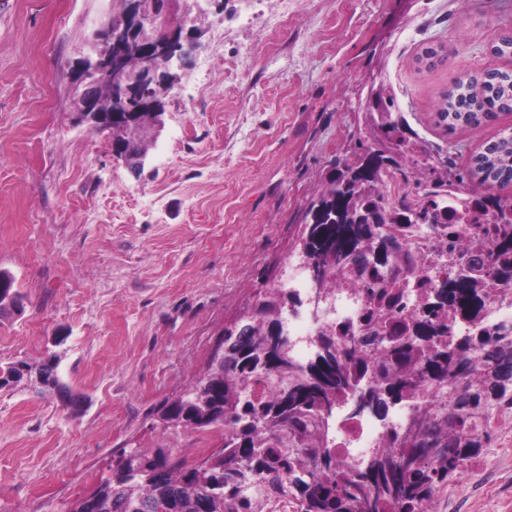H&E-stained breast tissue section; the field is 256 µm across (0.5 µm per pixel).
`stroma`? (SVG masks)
I'll return each mask as SVG.
<instances>
[{
    "label": "stroma",
    "instance_id": "35a3bbf8",
    "mask_svg": "<svg viewBox=\"0 0 512 512\" xmlns=\"http://www.w3.org/2000/svg\"><path fill=\"white\" fill-rule=\"evenodd\" d=\"M124 0H0V270L24 294L0 317V367L61 357L88 398L0 390V512H70L121 449L164 443L193 460L218 430H162L156 411L206 371L225 326L287 284L308 202L348 159L370 85L391 95L454 188L512 112L446 135L456 79L512 69L492 54L512 0H223L198 10L140 174L108 132L78 123L69 71ZM446 63L418 67L423 48ZM437 512H512V440L460 468Z\"/></svg>",
    "mask_w": 512,
    "mask_h": 512
}]
</instances>
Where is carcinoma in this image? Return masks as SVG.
<instances>
[{
	"mask_svg": "<svg viewBox=\"0 0 512 512\" xmlns=\"http://www.w3.org/2000/svg\"><path fill=\"white\" fill-rule=\"evenodd\" d=\"M370 98L375 108L364 113L368 136L356 138V161L335 163L328 186L307 209L311 256L335 264L353 225L366 248L381 237L394 240L386 261L405 266L412 259L406 243L412 225L447 229L440 239L447 252L456 250L466 227L477 225L482 235L470 237V246L490 252L491 269L474 264L464 280L455 279L453 267L444 271L448 291L436 303L435 285L411 287L389 278L385 265L362 255L355 272L366 303L362 334L348 326L335 331V372L313 359L300 365L289 349L270 354L231 347L224 365L210 364L197 381L214 387L209 400L166 403L158 411L166 430H224V446L203 454L205 469L171 458L172 449L161 445L124 450L70 512H264L269 502L248 493L255 479L266 484L270 497L291 500L297 512H424L435 490L487 447L490 437L478 433L480 424L498 410H512V325L484 323L487 277L512 281V196H462L436 181L416 207L391 201L382 176L400 170V159L418 155L413 164L431 175L440 166L449 169L453 160L430 163V151L392 112V97L372 88ZM501 112H512V70L487 72L479 87L469 77L457 78L455 88L440 96L436 116L452 135ZM468 175L481 184H512V132L501 131L474 154ZM283 308L279 289L267 290L254 313L255 336L263 337ZM380 342L385 346L377 356L373 346ZM476 352L484 354L478 362ZM370 376L379 416L391 400L420 397L426 383L448 395V411L417 409L414 428L375 450L363 473L329 444L325 411L346 398L345 384ZM249 381L265 385L257 401L246 392Z\"/></svg>",
	"mask_w": 512,
	"mask_h": 512,
	"instance_id": "1",
	"label": "carcinoma"
}]
</instances>
